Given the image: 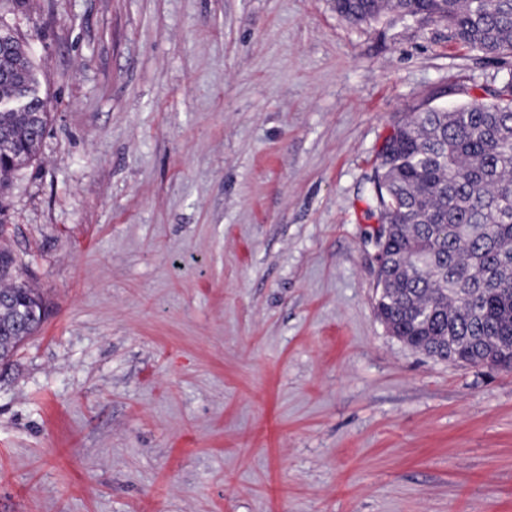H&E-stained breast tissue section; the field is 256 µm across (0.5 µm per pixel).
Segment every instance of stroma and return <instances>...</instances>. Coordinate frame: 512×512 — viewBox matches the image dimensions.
Masks as SVG:
<instances>
[{"label": "stroma", "mask_w": 512, "mask_h": 512, "mask_svg": "<svg viewBox=\"0 0 512 512\" xmlns=\"http://www.w3.org/2000/svg\"><path fill=\"white\" fill-rule=\"evenodd\" d=\"M51 113L0 197L41 329L0 367V512H512V372L374 310L395 117L512 58L332 0H0Z\"/></svg>", "instance_id": "stroma-1"}]
</instances>
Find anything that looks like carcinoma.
<instances>
[{
    "instance_id": "carcinoma-1",
    "label": "carcinoma",
    "mask_w": 512,
    "mask_h": 512,
    "mask_svg": "<svg viewBox=\"0 0 512 512\" xmlns=\"http://www.w3.org/2000/svg\"><path fill=\"white\" fill-rule=\"evenodd\" d=\"M345 2L355 24L412 10L477 52L512 56V0ZM0 69L38 91V67L17 39ZM48 118L42 110L36 126L24 112H0V158L10 162L0 188L37 158ZM366 217L389 225L375 308L387 330L435 359L512 371V72L495 102L400 117L377 157ZM15 266L1 246L0 364L46 313L36 290L13 279Z\"/></svg>"
}]
</instances>
